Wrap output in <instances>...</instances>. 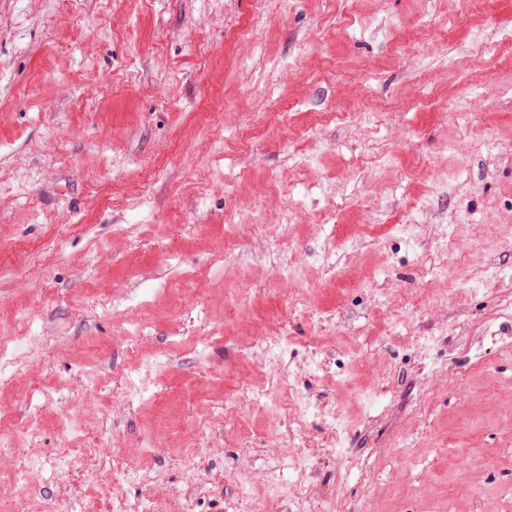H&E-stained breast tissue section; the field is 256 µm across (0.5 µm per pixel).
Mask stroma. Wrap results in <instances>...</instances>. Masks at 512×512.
I'll return each mask as SVG.
<instances>
[{
  "instance_id": "obj_1",
  "label": "stroma",
  "mask_w": 512,
  "mask_h": 512,
  "mask_svg": "<svg viewBox=\"0 0 512 512\" xmlns=\"http://www.w3.org/2000/svg\"><path fill=\"white\" fill-rule=\"evenodd\" d=\"M261 11L260 41L241 40ZM421 199L411 248L395 227ZM257 201L288 228L226 252L229 215ZM447 232L470 263L437 274ZM508 304L512 0H0V338L41 323L0 383V421L38 419L39 437L0 453V485L37 471L0 512H226L243 490L266 512H512ZM141 318L155 366L130 403L115 382ZM280 334L303 424L265 401L246 443L220 408L267 386L255 345ZM86 366L98 386L72 400ZM197 418L210 446L190 474ZM64 445L81 465L62 482ZM120 455L139 475L105 482Z\"/></svg>"
}]
</instances>
